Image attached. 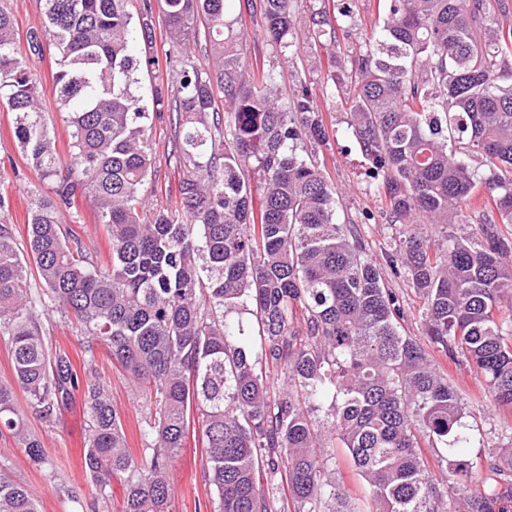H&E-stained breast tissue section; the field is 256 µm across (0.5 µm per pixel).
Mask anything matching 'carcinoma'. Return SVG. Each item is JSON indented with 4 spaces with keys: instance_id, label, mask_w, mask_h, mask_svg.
<instances>
[{
    "instance_id": "1",
    "label": "carcinoma",
    "mask_w": 512,
    "mask_h": 512,
    "mask_svg": "<svg viewBox=\"0 0 512 512\" xmlns=\"http://www.w3.org/2000/svg\"><path fill=\"white\" fill-rule=\"evenodd\" d=\"M357 0H40L57 52L53 75L69 127L61 146L41 108L11 8L0 0V103L39 182L26 242L0 220V339L29 406L50 418L84 392V467L122 512H170L168 470L190 424L201 426L212 512H359L329 467L346 449L370 492L367 512H508L512 442L471 487L468 406L431 352L482 378L512 411V336L499 316L512 293V15L508 0H378L347 58L331 53L323 96L348 104L347 129L371 165L385 216L412 225L391 272L423 298L425 341L402 333L403 301L385 286L339 196L305 144L328 145L311 79L279 87L275 66L239 52L243 17L260 20L281 56L339 49L357 30ZM169 45L153 51L157 29ZM205 45L202 64L186 51ZM146 51L134 55V43ZM161 82L152 102L140 73ZM167 118L182 173L179 198L152 208L153 120ZM481 158L480 175L468 159ZM84 196L110 240L96 258L64 229ZM472 210L477 236L446 229ZM444 229L436 239L417 224ZM302 318H297V311ZM57 312L145 395L146 448L136 461L108 388L52 349L41 316ZM259 338L251 353L247 336ZM281 376L280 388L270 376ZM324 419L316 418V413ZM36 464L41 441L0 385V430ZM445 473L429 472L422 449ZM0 512H40L36 494L0 470Z\"/></svg>"
}]
</instances>
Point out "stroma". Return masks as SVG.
I'll return each mask as SVG.
<instances>
[{
	"instance_id": "obj_1",
	"label": "stroma",
	"mask_w": 512,
	"mask_h": 512,
	"mask_svg": "<svg viewBox=\"0 0 512 512\" xmlns=\"http://www.w3.org/2000/svg\"><path fill=\"white\" fill-rule=\"evenodd\" d=\"M29 64L44 88L46 118L60 140H67L65 114L58 108L53 89L56 70L52 45H43L40 54L30 56ZM313 95L323 110L331 129L326 147L317 153L326 171L340 189L342 220L351 223L355 234L365 243L368 254L381 270L389 268L388 256L393 240L399 235L396 226L388 224L382 215L384 200L370 187L368 165L350 138L340 103L321 96L320 87H313ZM168 122H156L151 139L156 150V164L152 177L143 187L150 202L163 204L178 193L180 170L170 153ZM36 175L17 144L13 133L12 115L0 106V185L7 192L8 216L17 241H25L31 192ZM63 218L73 234L83 243L95 246L100 256H107L110 242L102 225L96 224L90 204L76 197L74 211ZM385 283L401 297L408 335L422 333L421 312L423 300L411 281L388 275ZM97 373L112 395V404L122 418L127 444L134 456L142 454L139 425L146 414L144 399L136 396L131 380L113 366L105 351L95 353ZM16 407L25 416L27 425L41 441L46 462H30L23 449L9 432H0V467L19 483L28 485L40 499L41 512H122L123 490L113 484L110 500H103L99 490L84 469L83 453L88 431V417L82 392H75L72 401L51 419H44L30 408L23 391L15 393ZM476 440L468 455L491 460L497 446L512 437V412L485 401L480 409L469 414ZM173 488L172 512H207L205 505L210 489L204 477V457L200 433H189L184 447L169 470Z\"/></svg>"
}]
</instances>
